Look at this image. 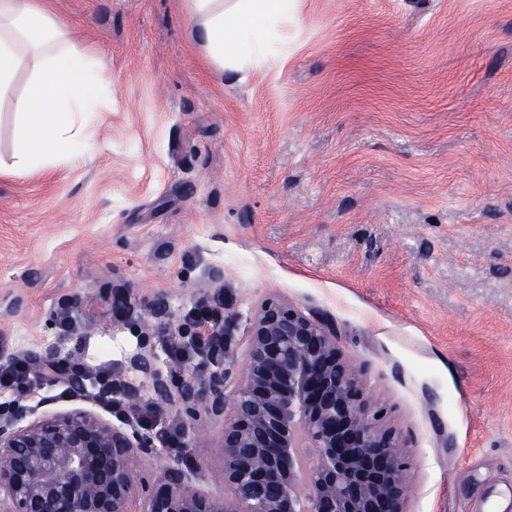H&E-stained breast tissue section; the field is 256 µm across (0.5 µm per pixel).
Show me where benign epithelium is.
I'll list each match as a JSON object with an SVG mask.
<instances>
[{
	"instance_id": "benign-epithelium-1",
	"label": "benign epithelium",
	"mask_w": 512,
	"mask_h": 512,
	"mask_svg": "<svg viewBox=\"0 0 512 512\" xmlns=\"http://www.w3.org/2000/svg\"><path fill=\"white\" fill-rule=\"evenodd\" d=\"M231 320L206 374L172 386L151 354L131 368L156 398L194 420L224 422L219 496L190 487L178 464L147 479L156 438L97 413L0 406V512H407L410 458L363 369L336 345V328L282 300L264 301L247 326L241 367L230 356ZM237 373L235 389L225 383Z\"/></svg>"
}]
</instances>
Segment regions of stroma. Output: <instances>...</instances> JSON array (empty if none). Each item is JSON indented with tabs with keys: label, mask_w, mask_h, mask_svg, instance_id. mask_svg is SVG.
Listing matches in <instances>:
<instances>
[{
	"label": "stroma",
	"mask_w": 512,
	"mask_h": 512,
	"mask_svg": "<svg viewBox=\"0 0 512 512\" xmlns=\"http://www.w3.org/2000/svg\"><path fill=\"white\" fill-rule=\"evenodd\" d=\"M52 7L112 82L83 157L0 175V336L41 383L20 404L120 424L50 363L110 365L149 402L130 359L180 381L159 331L199 297L223 290L239 363L284 299L335 325L386 405L408 512H512V0H296L283 51L220 77L185 0ZM28 82L0 94L6 168ZM160 409L183 445L149 475L176 462L221 494L222 422Z\"/></svg>",
	"instance_id": "stroma-1"
}]
</instances>
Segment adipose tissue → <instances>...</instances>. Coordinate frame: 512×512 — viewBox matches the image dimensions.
I'll list each match as a JSON object with an SVG mask.
<instances>
[{"instance_id":"ef3b65f1","label":"adipose tissue","mask_w":512,"mask_h":512,"mask_svg":"<svg viewBox=\"0 0 512 512\" xmlns=\"http://www.w3.org/2000/svg\"><path fill=\"white\" fill-rule=\"evenodd\" d=\"M293 0H190L191 40L216 65H251L267 58L288 21ZM31 66L19 117L12 173L32 174L52 157H71L88 139L96 89L112 74L93 62L43 0H0V91Z\"/></svg>"}]
</instances>
